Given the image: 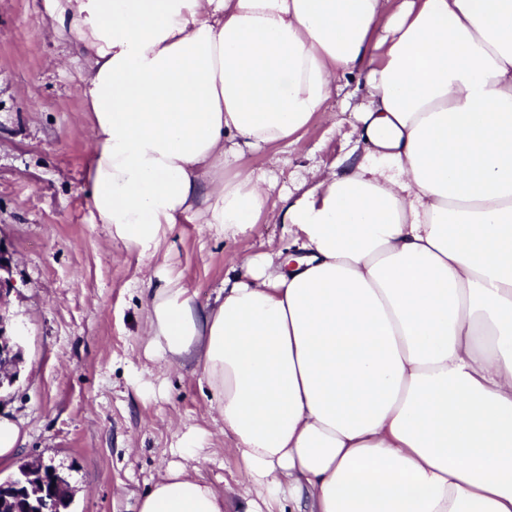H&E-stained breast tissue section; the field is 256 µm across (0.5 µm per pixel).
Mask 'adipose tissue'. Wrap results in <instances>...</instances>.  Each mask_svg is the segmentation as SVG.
Wrapping results in <instances>:
<instances>
[{
  "label": "adipose tissue",
  "instance_id": "ef3b65f1",
  "mask_svg": "<svg viewBox=\"0 0 512 512\" xmlns=\"http://www.w3.org/2000/svg\"><path fill=\"white\" fill-rule=\"evenodd\" d=\"M84 58L94 223L156 257L181 219L291 225L213 304L164 277L148 349L195 365L246 512H512V0H51ZM365 149L277 205L243 154L342 79ZM139 512H224L185 464Z\"/></svg>",
  "mask_w": 512,
  "mask_h": 512
}]
</instances>
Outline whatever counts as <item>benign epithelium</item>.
Wrapping results in <instances>:
<instances>
[{
  "label": "benign epithelium",
  "instance_id": "benign-epithelium-1",
  "mask_svg": "<svg viewBox=\"0 0 512 512\" xmlns=\"http://www.w3.org/2000/svg\"><path fill=\"white\" fill-rule=\"evenodd\" d=\"M13 256L0 246V305L9 292ZM22 349L16 335L8 330L0 315V387L13 384ZM67 490L52 461L37 458L19 468L8 484L0 486V512H59L63 491Z\"/></svg>",
  "mask_w": 512,
  "mask_h": 512
}]
</instances>
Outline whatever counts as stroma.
<instances>
[{
  "label": "stroma",
  "instance_id": "35a3bbf8",
  "mask_svg": "<svg viewBox=\"0 0 512 512\" xmlns=\"http://www.w3.org/2000/svg\"><path fill=\"white\" fill-rule=\"evenodd\" d=\"M52 23L50 0H0V245L14 255L6 308L23 348L17 380L0 389V411L21 429L0 482L24 461L50 458L73 491L69 512H138L192 429L200 475L232 488L226 512H245L241 467L224 451L200 373L146 352L147 302L168 274L198 306L212 304L244 256L293 248L292 227L263 220L232 238L185 221L168 229L153 261L94 223L79 52ZM355 125L332 96L299 144L247 153L232 169L264 175L280 201L357 147Z\"/></svg>",
  "mask_w": 512,
  "mask_h": 512
}]
</instances>
